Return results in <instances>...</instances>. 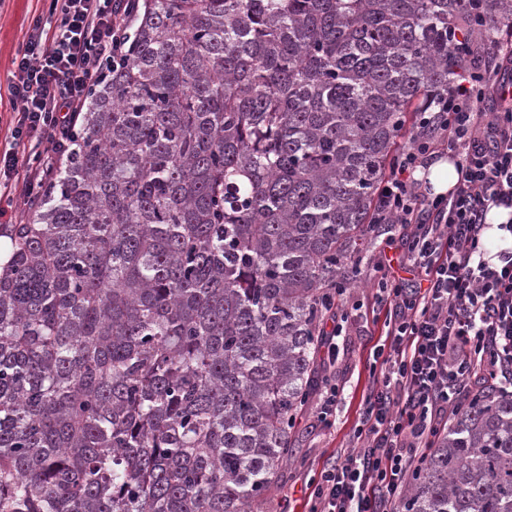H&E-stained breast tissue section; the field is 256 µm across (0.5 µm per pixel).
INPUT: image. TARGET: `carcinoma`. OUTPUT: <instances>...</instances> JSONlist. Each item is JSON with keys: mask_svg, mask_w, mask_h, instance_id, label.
<instances>
[{"mask_svg": "<svg viewBox=\"0 0 512 512\" xmlns=\"http://www.w3.org/2000/svg\"><path fill=\"white\" fill-rule=\"evenodd\" d=\"M71 152L0 224V512H265L325 289L388 226L416 113L512 0H144ZM399 512H512V398L450 415Z\"/></svg>", "mask_w": 512, "mask_h": 512, "instance_id": "cac0c4a2", "label": "carcinoma"}]
</instances>
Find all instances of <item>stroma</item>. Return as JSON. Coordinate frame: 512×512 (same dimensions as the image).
<instances>
[{
    "instance_id": "stroma-1",
    "label": "stroma",
    "mask_w": 512,
    "mask_h": 512,
    "mask_svg": "<svg viewBox=\"0 0 512 512\" xmlns=\"http://www.w3.org/2000/svg\"><path fill=\"white\" fill-rule=\"evenodd\" d=\"M50 0H0V142H7L13 104L7 87L13 60L21 50L33 16L47 13ZM372 280L354 285L353 300L362 307L351 319L346 335L336 340V373L346 384L344 399L336 409V422L327 427L314 416L313 410L298 419L295 429L294 460L283 470L270 500L271 512H305L303 489L309 479L332 457L343 454L353 444L360 424L362 397L373 382L369 370V353L374 345L383 344V309L377 308Z\"/></svg>"
}]
</instances>
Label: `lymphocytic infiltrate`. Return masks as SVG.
<instances>
[{
    "instance_id": "f902f5d3",
    "label": "lymphocytic infiltrate",
    "mask_w": 512,
    "mask_h": 512,
    "mask_svg": "<svg viewBox=\"0 0 512 512\" xmlns=\"http://www.w3.org/2000/svg\"><path fill=\"white\" fill-rule=\"evenodd\" d=\"M137 0H62L34 17L8 91L16 111L0 149V190L33 194L54 175L92 88L124 57ZM500 62L471 74L436 109L383 182L376 221L400 233L406 286L387 254L372 261L389 346L372 355L357 442L309 481L308 512H396L411 473L448 412L482 386L512 390V248L486 257V217L512 214V30ZM498 111H481L487 90ZM447 147L458 180L445 195L414 176Z\"/></svg>"
}]
</instances>
